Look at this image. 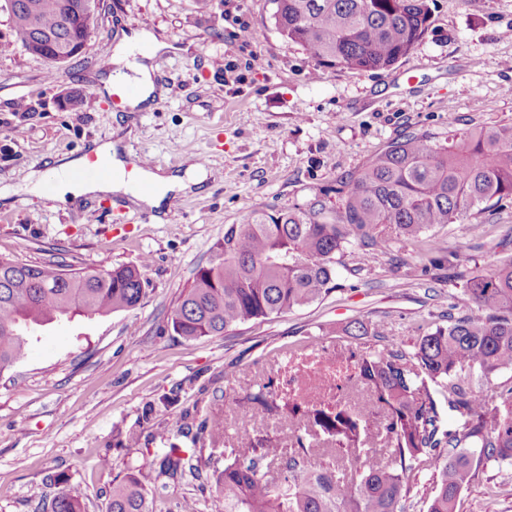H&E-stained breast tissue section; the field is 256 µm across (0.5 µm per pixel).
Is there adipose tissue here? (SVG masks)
<instances>
[{
  "mask_svg": "<svg viewBox=\"0 0 512 512\" xmlns=\"http://www.w3.org/2000/svg\"><path fill=\"white\" fill-rule=\"evenodd\" d=\"M168 48L166 41L148 30L122 34L114 45L115 62H122L130 53L137 50L142 51L144 60L135 64L131 72L119 70L104 79L103 93H110L113 85L131 83L136 86L137 93L128 100V108L133 111L152 109L157 99L164 96L166 89L160 82L157 69L152 66L151 61ZM95 152L110 166L111 177L96 181L76 178V171L83 165L82 159L77 158L60 164L48 175L41 172L31 173L29 183L32 190L43 191L47 178L51 177L55 180L53 189L55 198L61 202L83 196L122 193L130 196L135 205L162 211L168 209L170 196L190 192L193 188L201 186L209 177L208 171L197 163L169 175L143 170L139 173L142 188L137 191L126 178L125 162L117 143L111 141L101 144L96 147Z\"/></svg>",
  "mask_w": 512,
  "mask_h": 512,
  "instance_id": "obj_1",
  "label": "adipose tissue"
}]
</instances>
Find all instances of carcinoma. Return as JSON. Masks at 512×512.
I'll list each match as a JSON object with an SVG mask.
<instances>
[{
  "mask_svg": "<svg viewBox=\"0 0 512 512\" xmlns=\"http://www.w3.org/2000/svg\"><path fill=\"white\" fill-rule=\"evenodd\" d=\"M36 4L30 13L27 3ZM73 0H0L7 33L0 54L26 50L42 31L77 40L88 18ZM278 33L315 62L353 72L387 70L423 37L428 0H272ZM335 192V212L318 201L308 210L258 212L224 228L208 264L199 267L180 297L170 324L187 341L222 335L238 324L309 305L334 289L336 255L346 237L388 252L392 240H419L431 228L463 220L475 207L512 198V125L473 131L448 146L410 134L374 155ZM136 266L112 270L64 269L54 262L30 265L0 256V370L27 354L32 329L63 317L105 316L136 306L143 295ZM461 300L475 315L448 317L421 337L412 353L382 350L353 354L347 379L367 392L360 405L288 396L268 381L236 399L292 423L296 452L276 434L249 437L243 454L224 465L217 487L224 512H404L412 478L431 471L433 495L426 512H456L473 477L478 449L488 461L512 463V395L498 403L472 382L512 368V256L470 274ZM441 387L448 406L466 416L463 426L440 431L437 401L428 382ZM385 434L390 456L366 447L368 435ZM334 443L332 462L314 458L300 431ZM267 461L266 470L258 462ZM49 512H82L83 493L64 475ZM108 512H152L136 473L112 487Z\"/></svg>",
  "mask_w": 512,
  "mask_h": 512,
  "instance_id": "cac0c4a2",
  "label": "carcinoma"
}]
</instances>
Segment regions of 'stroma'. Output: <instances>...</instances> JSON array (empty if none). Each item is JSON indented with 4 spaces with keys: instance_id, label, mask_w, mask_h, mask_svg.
<instances>
[{
    "instance_id": "stroma-1",
    "label": "stroma",
    "mask_w": 512,
    "mask_h": 512,
    "mask_svg": "<svg viewBox=\"0 0 512 512\" xmlns=\"http://www.w3.org/2000/svg\"><path fill=\"white\" fill-rule=\"evenodd\" d=\"M429 4L422 39L388 70L318 64L280 36L269 0H213L206 13L193 0H101L84 51L52 79L48 63L23 48L0 55V188L10 190L0 199V256L86 270L137 264L144 288L131 309L39 328L26 357L0 372V512H37L55 495L58 474L83 491L85 512H108L113 483L133 467L153 512H224L215 480L226 458L254 431L290 435L239 408L238 397L326 362L334 371L323 395L361 403L365 391L343 372L351 354L410 352L449 316L474 314L454 302L463 286L455 258L472 272L512 255V199L432 228L435 256L406 240L380 254L349 236L335 290L300 309L194 342L169 324L225 225L320 199L341 210L337 183L405 135L445 143L512 124V0ZM120 25L172 46L154 60L167 93L151 110L116 111L98 92L111 69L99 47ZM244 28L253 39L241 37ZM70 90L85 95L80 111L57 106ZM20 101L39 108L19 116ZM120 125L134 130L129 155L146 154L164 170L201 157L211 177L161 221H143V209L122 194L60 203L28 191L30 171L81 157ZM94 207L105 209L102 223H86ZM357 319L373 335L346 334ZM150 404L158 411L146 423ZM214 416L224 419L217 439L200 427ZM131 429L138 445L124 442ZM174 447L187 472L168 477L159 464ZM474 471L458 512H512V464L484 460Z\"/></svg>"
}]
</instances>
